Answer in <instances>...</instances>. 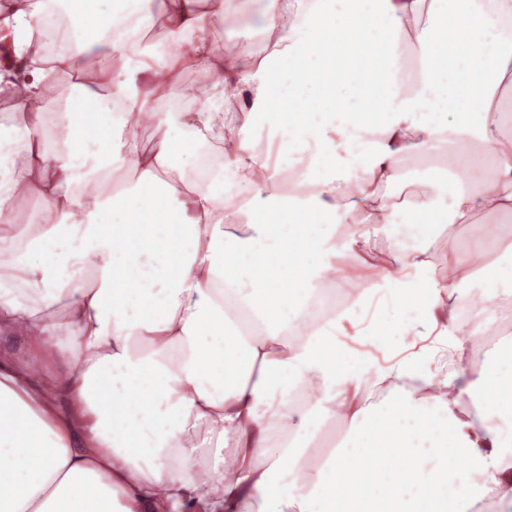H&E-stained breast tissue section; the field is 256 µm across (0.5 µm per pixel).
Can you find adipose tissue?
Segmentation results:
<instances>
[{
	"instance_id": "1",
	"label": "adipose tissue",
	"mask_w": 512,
	"mask_h": 512,
	"mask_svg": "<svg viewBox=\"0 0 512 512\" xmlns=\"http://www.w3.org/2000/svg\"><path fill=\"white\" fill-rule=\"evenodd\" d=\"M448 0H264L266 53H223L214 30L233 0H11L0 30L27 76L0 72V334L48 365L32 380L0 359V512H360L351 477L383 431L417 437L428 473L454 469L457 512H512V417L474 391L487 374L474 342L512 299V237L470 244L450 232L478 215L512 223V0H471L443 67L425 19ZM292 23H285V16ZM362 40L388 80L381 121L344 106L300 119L284 106L327 18ZM162 26L169 47L141 43ZM64 31L67 47L47 35ZM272 58L294 64L272 76ZM125 78L95 90L113 60ZM204 93L169 87L189 68ZM69 80L51 119L48 79ZM238 103L228 121L224 108ZM283 149L319 154L300 178L257 146L258 113ZM155 127L151 144L141 129ZM442 225L424 246L376 242L395 221V189ZM43 220L21 224L30 202ZM327 212L298 279L250 281L229 260L295 248L261 214ZM255 215L244 235L232 216ZM358 213L362 222L347 224ZM154 228L164 259L142 279ZM79 241L84 271L67 272ZM452 249L458 270L431 273ZM295 299L285 313L269 298ZM458 455L449 458V444Z\"/></svg>"
}]
</instances>
